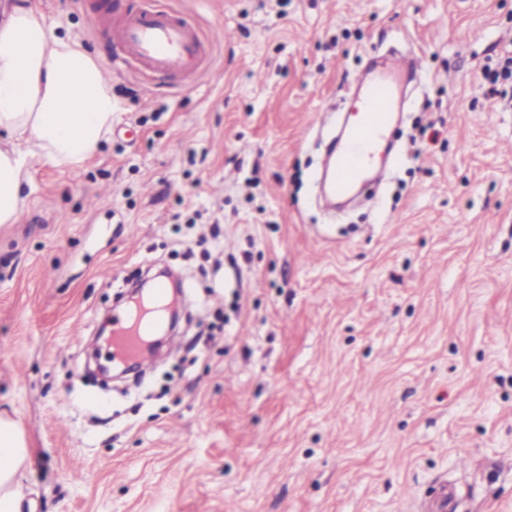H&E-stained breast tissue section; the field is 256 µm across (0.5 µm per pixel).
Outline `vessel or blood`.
<instances>
[{"instance_id": "b4317fda", "label": "vessel or blood", "mask_w": 512, "mask_h": 512, "mask_svg": "<svg viewBox=\"0 0 512 512\" xmlns=\"http://www.w3.org/2000/svg\"><path fill=\"white\" fill-rule=\"evenodd\" d=\"M112 38L120 49L118 61L127 69L148 79L183 75L196 81L209 74L217 35L203 32L166 0H139L136 9L113 14ZM415 64V59L396 56L387 68L361 75L350 98L353 120L334 154L329 185L333 194L344 195L379 158L389 140L400 83ZM168 303L166 288L160 285L144 303L129 306L113 319V359L150 364L148 341L159 330Z\"/></svg>"}]
</instances>
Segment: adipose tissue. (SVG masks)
Listing matches in <instances>:
<instances>
[{
    "label": "adipose tissue",
    "mask_w": 512,
    "mask_h": 512,
    "mask_svg": "<svg viewBox=\"0 0 512 512\" xmlns=\"http://www.w3.org/2000/svg\"><path fill=\"white\" fill-rule=\"evenodd\" d=\"M117 103L103 61L58 35L35 0H18L0 21V224L23 206L31 160L83 166L112 128ZM30 459L18 426L0 418V512H21Z\"/></svg>",
    "instance_id": "ef3b65f1"
}]
</instances>
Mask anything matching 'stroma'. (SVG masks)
Returning <instances> with one entry per match:
<instances>
[{
	"instance_id": "stroma-1",
	"label": "stroma",
	"mask_w": 512,
	"mask_h": 512,
	"mask_svg": "<svg viewBox=\"0 0 512 512\" xmlns=\"http://www.w3.org/2000/svg\"><path fill=\"white\" fill-rule=\"evenodd\" d=\"M129 0H37L113 64ZM227 36L182 89L111 73L81 168L33 163L0 224V416L21 512H512V0H167ZM415 52L370 201L317 177L354 80ZM221 235H214V228ZM191 320L124 400L102 322L143 271ZM30 459L18 426L0 418V511L20 512Z\"/></svg>"
}]
</instances>
